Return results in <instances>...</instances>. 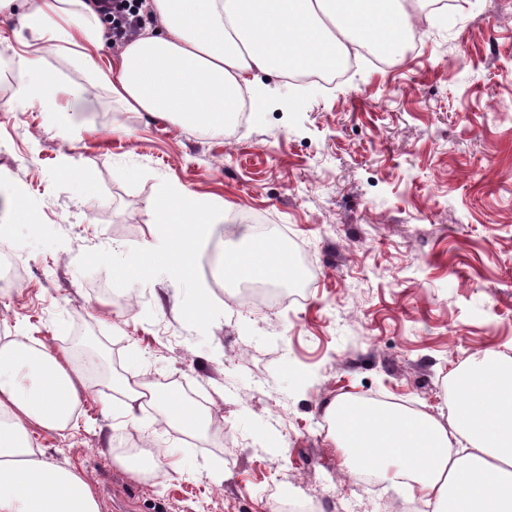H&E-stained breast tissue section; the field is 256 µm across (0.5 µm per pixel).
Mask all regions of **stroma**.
<instances>
[{
  "label": "stroma",
  "instance_id": "obj_1",
  "mask_svg": "<svg viewBox=\"0 0 512 512\" xmlns=\"http://www.w3.org/2000/svg\"><path fill=\"white\" fill-rule=\"evenodd\" d=\"M417 27L418 55L361 58L334 83L266 77L263 112L205 132L127 110L48 49L61 103L92 91L51 122L17 97L12 58L28 33L0 16V225L26 269L0 292V329L69 353L94 328L109 368L176 388L224 425L188 433L139 410L151 446L180 466L135 476L108 445L129 434L118 384L85 377L69 427L33 440L85 475L100 512H283L288 496L391 512L406 492L375 476L356 485L326 406L374 394L437 417L469 360L512 354V0H456ZM166 183L224 206L188 282L129 271ZM19 189L34 224L15 214ZM257 224L283 227L298 290L228 303L220 257L251 245ZM194 292L214 309L203 326L181 314Z\"/></svg>",
  "mask_w": 512,
  "mask_h": 512
}]
</instances>
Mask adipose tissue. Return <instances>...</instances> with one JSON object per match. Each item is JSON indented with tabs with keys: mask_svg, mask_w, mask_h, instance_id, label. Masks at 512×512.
I'll return each mask as SVG.
<instances>
[{
	"mask_svg": "<svg viewBox=\"0 0 512 512\" xmlns=\"http://www.w3.org/2000/svg\"><path fill=\"white\" fill-rule=\"evenodd\" d=\"M415 0H149L153 17L112 58L115 74L95 65L106 29L85 0H0L33 40L15 54L24 101L65 118L63 88L45 70L43 45L75 53L97 83L132 112L167 115L189 128L220 129L236 120L241 98L262 111L268 89L258 74L327 73L350 50L401 56ZM221 208L177 184L163 185L148 213L154 242L142 274L165 269L186 279L198 245L210 238ZM238 279L293 276L275 239L224 257ZM83 369L31 337L0 336V512H99L93 486L45 460L32 428L63 431L82 399ZM126 422L138 427L143 399L162 404L163 422L188 432L213 420L174 390L123 382ZM327 417L348 463L375 471L430 512H512V358L489 352L468 363L454 385L447 421L396 407L344 399Z\"/></svg>",
	"mask_w": 512,
	"mask_h": 512,
	"instance_id": "1",
	"label": "adipose tissue"
}]
</instances>
